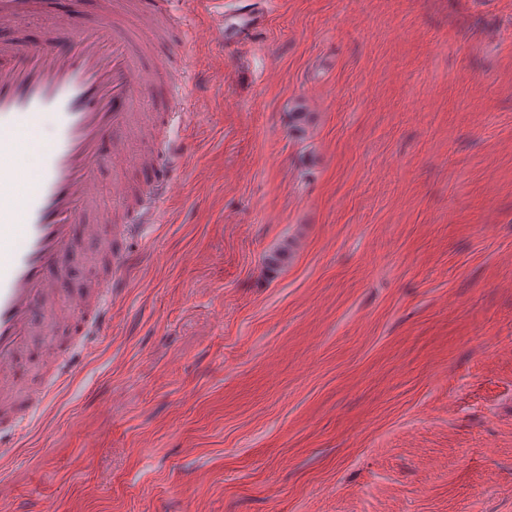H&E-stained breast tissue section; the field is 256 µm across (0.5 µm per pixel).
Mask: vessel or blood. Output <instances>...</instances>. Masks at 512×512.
<instances>
[{
  "instance_id": "vessel-or-blood-1",
  "label": "vessel or blood",
  "mask_w": 512,
  "mask_h": 512,
  "mask_svg": "<svg viewBox=\"0 0 512 512\" xmlns=\"http://www.w3.org/2000/svg\"><path fill=\"white\" fill-rule=\"evenodd\" d=\"M176 5L138 0L136 13L124 17L115 0H98L96 23L78 26L49 0H0L1 28L39 23L49 33L40 44L0 43V441L46 408L73 375L71 364L48 350L52 381L20 411L25 346L69 328L88 353L91 337L110 326L122 239L155 220V198L166 188L160 177L125 199L124 223L87 224L83 217L99 209L102 156L113 157L120 188L126 167L161 168L128 156L127 147L145 131L141 106L158 89L141 67L158 40L154 23L175 18ZM226 23L231 44L262 30L266 18L244 12ZM78 260L86 276L75 288Z\"/></svg>"
}]
</instances>
